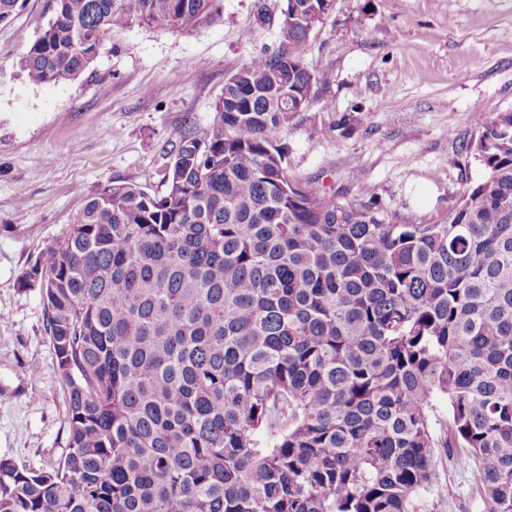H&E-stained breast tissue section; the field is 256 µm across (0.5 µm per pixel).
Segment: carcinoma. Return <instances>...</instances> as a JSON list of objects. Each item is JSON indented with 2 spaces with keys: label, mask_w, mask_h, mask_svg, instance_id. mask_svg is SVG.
Listing matches in <instances>:
<instances>
[{
  "label": "carcinoma",
  "mask_w": 512,
  "mask_h": 512,
  "mask_svg": "<svg viewBox=\"0 0 512 512\" xmlns=\"http://www.w3.org/2000/svg\"><path fill=\"white\" fill-rule=\"evenodd\" d=\"M218 2L50 0L20 66L75 78L112 33ZM285 2L277 51L185 123L163 190L104 188L20 278L44 292L68 450L0 460V512H417L461 453L472 497L512 512V109L479 122L483 177L433 222L320 193L272 135L311 101L331 8Z\"/></svg>",
  "instance_id": "cac0c4a2"
}]
</instances>
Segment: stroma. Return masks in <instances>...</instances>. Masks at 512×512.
Returning a JSON list of instances; mask_svg holds the SVG:
<instances>
[{"mask_svg":"<svg viewBox=\"0 0 512 512\" xmlns=\"http://www.w3.org/2000/svg\"><path fill=\"white\" fill-rule=\"evenodd\" d=\"M284 4L220 0L217 21L184 31L132 24L81 75L40 86L19 62L49 0L0 24V459L42 472L68 441L43 292L22 274L106 186L159 190L184 123L209 124L227 78L277 49ZM307 64L311 102L273 136L291 177L342 200L368 185L388 212L431 222L482 176L461 151L476 118L512 108V0H333ZM470 477L467 459L441 462L418 512H481Z\"/></svg>","mask_w":512,"mask_h":512,"instance_id":"stroma-1","label":"stroma"}]
</instances>
